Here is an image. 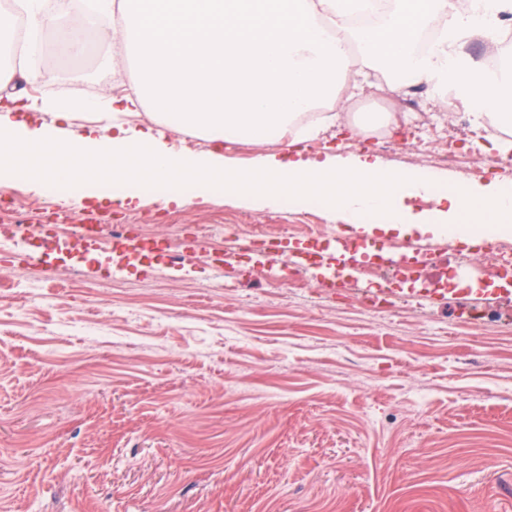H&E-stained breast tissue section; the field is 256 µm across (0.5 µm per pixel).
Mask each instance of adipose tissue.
<instances>
[{"label":"adipose tissue","mask_w":512,"mask_h":512,"mask_svg":"<svg viewBox=\"0 0 512 512\" xmlns=\"http://www.w3.org/2000/svg\"><path fill=\"white\" fill-rule=\"evenodd\" d=\"M449 0H385L377 17L357 23L358 0H96L87 21L118 54H135L144 83L123 96L63 101L43 98L25 108H0V181L64 185L61 204L82 207L110 201L121 209L145 204L149 187L165 206L221 195L252 210L285 207L325 210L364 239L375 229L426 227L471 243L469 229L512 232V180L462 179L429 167L396 168L370 153L258 156L248 168L226 163L213 149L178 153L163 138L129 122L151 98L178 133L197 131L214 146L249 138L274 139L296 130L318 138L323 125H298L301 108L329 101L342 107L345 92L366 72L385 79L398 97L421 81L466 90L469 102L494 114L484 138L490 150L512 151L503 139L512 126V76L491 79L477 63L449 67L448 45L478 33L495 36L499 13L512 0H474L467 14L448 11ZM28 22L49 28L70 55L85 49L66 23L67 0L46 8L24 0ZM436 27L434 50L415 48L420 32ZM93 112L80 134L66 124L74 112ZM431 201L419 209L415 199Z\"/></svg>","instance_id":"ef3b65f1"}]
</instances>
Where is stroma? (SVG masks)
Instances as JSON below:
<instances>
[{
    "label": "stroma",
    "mask_w": 512,
    "mask_h": 512,
    "mask_svg": "<svg viewBox=\"0 0 512 512\" xmlns=\"http://www.w3.org/2000/svg\"><path fill=\"white\" fill-rule=\"evenodd\" d=\"M84 56L47 53L16 96L62 100L128 93L133 57L104 53L83 17H71ZM318 139L310 158L350 141L353 118L392 112V165L434 167L446 139L450 173L512 179L478 135V116L448 125L431 85L391 98L378 74ZM133 121L176 150L201 136L166 131L153 101ZM59 211L55 194L0 184V225L13 209ZM185 249L187 266L155 257L115 264L18 254L0 264V512H512V285L482 301L481 319L449 299L393 289L400 315L351 289L319 287L302 272H267L250 254L218 268L225 234L256 246L308 243L284 225L316 224L325 243L344 236L320 209H246L199 196L180 208L74 209Z\"/></svg>",
    "instance_id": "stroma-1"
}]
</instances>
